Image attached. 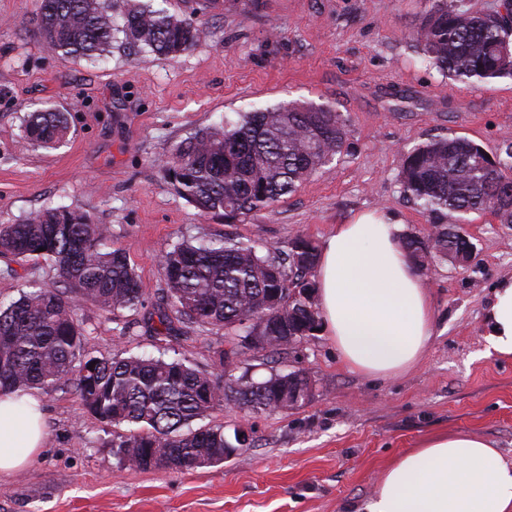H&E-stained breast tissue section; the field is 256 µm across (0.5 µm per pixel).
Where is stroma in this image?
<instances>
[{"label": "stroma", "instance_id": "1", "mask_svg": "<svg viewBox=\"0 0 512 512\" xmlns=\"http://www.w3.org/2000/svg\"><path fill=\"white\" fill-rule=\"evenodd\" d=\"M144 2L196 21L200 40L174 57L145 53L117 14L103 58L64 61L37 28L40 0H0V224L60 205L84 211L110 225L111 246L126 251L144 290L131 312L80 304L95 354H162L217 372L223 332L160 341L147 328L169 244L229 235L284 246L301 235L319 245L372 209L425 237L435 224L400 188L407 151L448 135L495 156L512 137V79L450 81L411 40L434 0ZM289 101L340 112L350 147L273 208L227 224L199 214L164 176L160 161L198 130ZM42 107L69 115L58 148L25 138L27 114ZM465 229L474 262L421 272L435 335L417 368L365 379L316 332L281 357L282 368L312 378V398L285 413L211 412L207 424L244 428L251 446L193 471L122 466L111 447L120 426L95 418L73 387L38 391L45 439L24 469L0 475V512H361L392 458L445 431L480 435L512 464V358L485 340L492 290L512 278V224L472 214ZM33 284L57 287L49 261L0 257V302Z\"/></svg>", "mask_w": 512, "mask_h": 512}]
</instances>
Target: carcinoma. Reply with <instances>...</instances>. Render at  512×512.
Listing matches in <instances>:
<instances>
[{"label": "carcinoma", "mask_w": 512, "mask_h": 512, "mask_svg": "<svg viewBox=\"0 0 512 512\" xmlns=\"http://www.w3.org/2000/svg\"><path fill=\"white\" fill-rule=\"evenodd\" d=\"M37 27L64 61L94 60L112 47V0H40ZM125 38L158 56L194 46L201 30L189 18L126 0ZM412 38L428 64L459 83L512 79V25L494 13L470 12L455 0H438ZM70 132L67 113L36 110L25 121L27 139L54 149ZM347 124L329 106L288 103L264 112H241L220 127L181 141L160 167L177 193L206 216L232 224L270 208L336 156L348 151ZM405 197L435 219L457 215L428 244L412 233L403 247L426 268L448 252L471 244L462 222L471 213L494 212L512 224V140L492 159L465 137L438 135L415 146L403 160ZM110 226L95 224L68 207L47 208L14 224H0V256L53 263L62 289L33 286L0 306V392L48 390L74 385L96 418L128 430L111 447L128 467L155 458L157 470H195L224 461V453L248 447L224 426L192 427L226 405L248 413L286 412L296 407L288 388L304 384L302 371L271 369L268 377L236 385L180 360L85 350L77 318L82 301L120 313L144 303L138 275L126 253L109 245ZM319 253L302 236L287 249L228 236L182 240L161 261L164 303L149 317L154 336L165 341L199 329L241 336L246 351L261 346L275 356L288 337L315 335L320 326L315 270Z\"/></svg>", "instance_id": "carcinoma-1"}]
</instances>
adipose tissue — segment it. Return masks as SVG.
<instances>
[{
  "label": "adipose tissue",
  "mask_w": 512,
  "mask_h": 512,
  "mask_svg": "<svg viewBox=\"0 0 512 512\" xmlns=\"http://www.w3.org/2000/svg\"><path fill=\"white\" fill-rule=\"evenodd\" d=\"M316 284L322 327L349 370L381 378L420 364L433 308L391 213L337 225L319 252ZM485 325L489 349L512 355V280L497 286ZM43 437L38 399L0 394V473L23 468ZM365 512H512V465L477 434H432L387 464Z\"/></svg>",
  "instance_id": "obj_1"
}]
</instances>
